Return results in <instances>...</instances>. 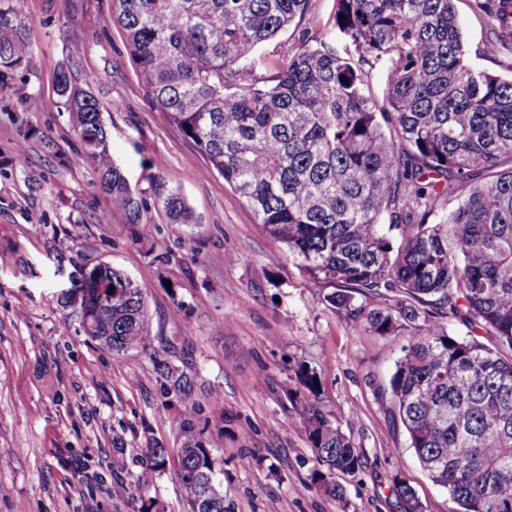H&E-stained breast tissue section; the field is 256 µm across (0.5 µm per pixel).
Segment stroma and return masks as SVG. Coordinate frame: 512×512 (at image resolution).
<instances>
[{
  "instance_id": "obj_1",
  "label": "stroma",
  "mask_w": 512,
  "mask_h": 512,
  "mask_svg": "<svg viewBox=\"0 0 512 512\" xmlns=\"http://www.w3.org/2000/svg\"><path fill=\"white\" fill-rule=\"evenodd\" d=\"M6 3L31 30L35 62L0 80V512H186L176 471L188 406L224 472L228 512H402L399 479L423 512H452L378 394L424 321L384 338L355 330L327 303L331 285L308 278L146 97L112 0ZM455 7L469 63L512 76V58L486 51L489 25L474 0ZM62 70L98 99L131 187L145 188L151 166L186 198L192 223L149 210L151 244L137 243L138 225L94 183L56 93ZM32 213L40 223H29ZM98 263L144 289L148 351L103 349L65 304L71 274ZM155 353L194 382L191 397L159 377ZM302 363L318 373L322 405L362 459L339 476L341 501L311 482L320 463L295 399ZM158 442L166 462L146 493L135 492L132 475ZM119 453L128 470L116 476Z\"/></svg>"
}]
</instances>
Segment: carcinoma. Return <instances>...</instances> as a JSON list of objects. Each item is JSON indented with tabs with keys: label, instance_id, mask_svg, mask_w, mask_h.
<instances>
[{
	"label": "carcinoma",
	"instance_id": "carcinoma-1",
	"mask_svg": "<svg viewBox=\"0 0 512 512\" xmlns=\"http://www.w3.org/2000/svg\"><path fill=\"white\" fill-rule=\"evenodd\" d=\"M310 0H113L147 98L251 207L257 223L288 246L314 281L335 286L327 302L356 329L401 335L403 322L425 329L401 347L390 377L389 414L454 512H512V78L470 66L455 0H336L333 28L354 50L300 30ZM491 19L490 46L512 53V0H479ZM27 26L0 7V77L33 63ZM388 56L383 101L364 78L370 59ZM274 71L262 74L266 60ZM346 80H341V77ZM57 94L94 162L112 207L140 225L150 207L170 224H190L183 195L156 174L131 188L112 159L99 103L60 73ZM443 211L435 224L434 212ZM114 267H80L73 288L87 336L116 353L145 351V292L128 288ZM381 301L372 307L367 300ZM479 322L491 348L449 334L447 322ZM156 372L179 393L188 381L164 360ZM299 384L312 398L300 421L325 467L312 480L343 498L336 474L362 465L349 438L319 401L320 378L306 366ZM177 478L189 512H227L214 465L192 412L179 423ZM168 450H150L133 475L146 490ZM403 512L416 491L394 486Z\"/></svg>",
	"mask_w": 512,
	"mask_h": 512
}]
</instances>
